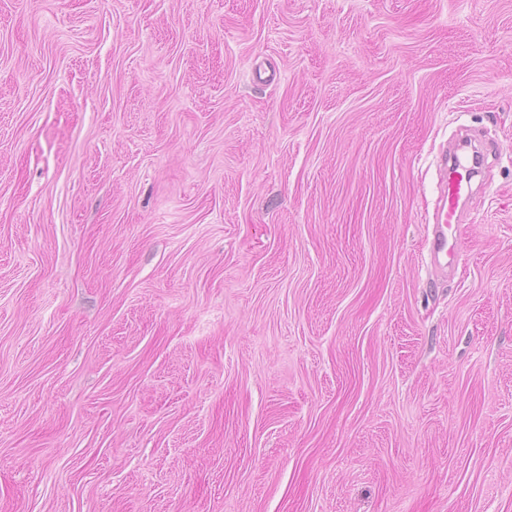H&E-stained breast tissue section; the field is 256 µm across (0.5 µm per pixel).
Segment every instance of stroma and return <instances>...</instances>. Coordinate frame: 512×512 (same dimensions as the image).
<instances>
[{"instance_id":"stroma-1","label":"stroma","mask_w":512,"mask_h":512,"mask_svg":"<svg viewBox=\"0 0 512 512\" xmlns=\"http://www.w3.org/2000/svg\"><path fill=\"white\" fill-rule=\"evenodd\" d=\"M0 512H512V0H0ZM486 162L484 152L475 151L472 155L455 154L445 160V175L441 191V204L435 215V224L430 240L429 252L435 264H448V257L454 260L460 250L457 232L464 223L462 199L470 201L474 195L472 179ZM454 226V227H453ZM454 229L453 241L448 245V230ZM445 260V261H444Z\"/></svg>"}]
</instances>
